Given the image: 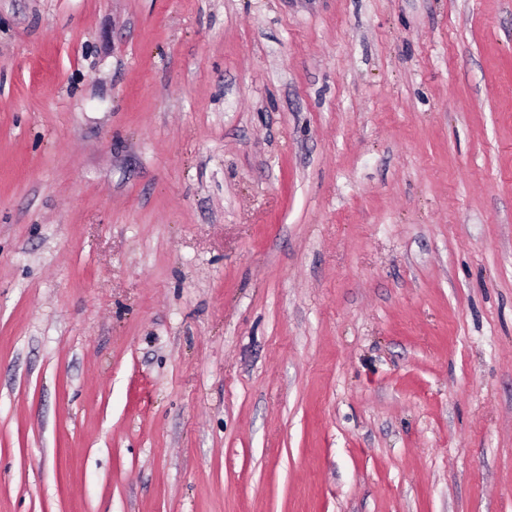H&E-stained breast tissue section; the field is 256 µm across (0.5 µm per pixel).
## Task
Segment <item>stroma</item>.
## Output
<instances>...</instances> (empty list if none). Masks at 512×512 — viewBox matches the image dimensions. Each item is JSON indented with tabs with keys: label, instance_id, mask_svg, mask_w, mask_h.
<instances>
[{
	"label": "stroma",
	"instance_id": "35a3bbf8",
	"mask_svg": "<svg viewBox=\"0 0 512 512\" xmlns=\"http://www.w3.org/2000/svg\"><path fill=\"white\" fill-rule=\"evenodd\" d=\"M0 512H512V0H0Z\"/></svg>",
	"mask_w": 512,
	"mask_h": 512
}]
</instances>
